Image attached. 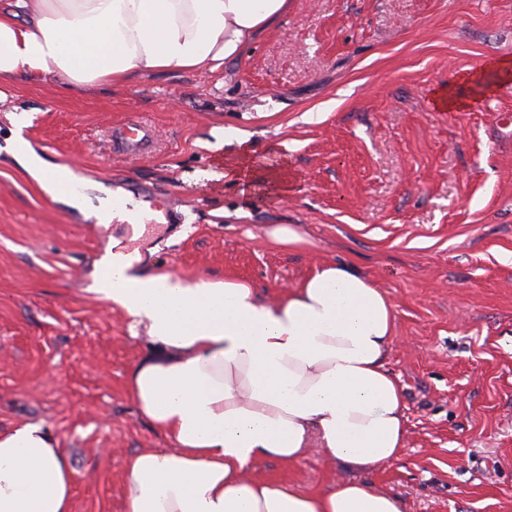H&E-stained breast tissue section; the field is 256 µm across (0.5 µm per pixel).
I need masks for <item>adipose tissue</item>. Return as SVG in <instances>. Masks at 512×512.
Instances as JSON below:
<instances>
[{"label": "adipose tissue", "instance_id": "1", "mask_svg": "<svg viewBox=\"0 0 512 512\" xmlns=\"http://www.w3.org/2000/svg\"><path fill=\"white\" fill-rule=\"evenodd\" d=\"M288 0H10L0 9V106L21 79L60 90L121 87L152 74L223 71ZM11 117L7 149L53 201L109 225L111 208L61 192L72 168L39 155ZM224 178L241 193L288 194V157L258 164L247 134ZM139 250L113 241L91 293L122 310L148 350L128 392L168 442L129 456L123 512H401L363 482L296 491L253 474L260 461L299 462L308 449L345 468L371 470L405 448L403 389L384 359L395 331L390 298L345 263L317 266L275 299L228 277L143 270ZM68 451L37 422L0 431V512H74Z\"/></svg>", "mask_w": 512, "mask_h": 512}]
</instances>
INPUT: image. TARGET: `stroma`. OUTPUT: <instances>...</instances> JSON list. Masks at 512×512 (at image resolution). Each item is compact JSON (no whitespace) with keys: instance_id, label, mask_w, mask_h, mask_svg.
<instances>
[{"instance_id":"obj_1","label":"stroma","mask_w":512,"mask_h":512,"mask_svg":"<svg viewBox=\"0 0 512 512\" xmlns=\"http://www.w3.org/2000/svg\"><path fill=\"white\" fill-rule=\"evenodd\" d=\"M512 0H290L223 74L170 73L60 93L18 81L25 135L82 185L130 194L177 227L138 239L146 267L232 275L272 299L343 262L392 300L388 369L404 388L406 448L358 480L403 512H512ZM446 90L454 105L434 106ZM142 118L154 149L110 148ZM216 126L257 156L287 143L288 199L250 196L206 148ZM0 112V430L49 428L74 460V512H122L127 456L167 442L127 391L147 350L88 287L113 238L51 200L4 152ZM226 217H216L218 209ZM291 224L304 244L281 247ZM256 472L298 491L349 478L309 449Z\"/></svg>"}]
</instances>
